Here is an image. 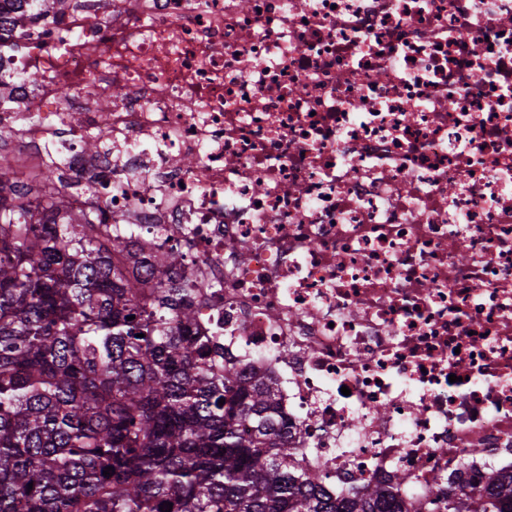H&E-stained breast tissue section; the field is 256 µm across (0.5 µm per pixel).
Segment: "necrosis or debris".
<instances>
[{
	"label": "necrosis or debris",
	"mask_w": 512,
	"mask_h": 512,
	"mask_svg": "<svg viewBox=\"0 0 512 512\" xmlns=\"http://www.w3.org/2000/svg\"><path fill=\"white\" fill-rule=\"evenodd\" d=\"M0 139L205 281L304 467L512 474V0H29ZM102 56L87 53L89 44ZM112 96L60 100L75 79ZM97 132L99 153L83 143Z\"/></svg>",
	"instance_id": "necrosis-or-debris-1"
}]
</instances>
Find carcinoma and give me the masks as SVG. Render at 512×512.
Masks as SVG:
<instances>
[{
    "label": "carcinoma",
    "instance_id": "obj_1",
    "mask_svg": "<svg viewBox=\"0 0 512 512\" xmlns=\"http://www.w3.org/2000/svg\"><path fill=\"white\" fill-rule=\"evenodd\" d=\"M24 2L0 0V44ZM23 168L0 170V512H404L370 482L331 497L274 378L185 334L199 288L179 254L128 244L54 188L33 203ZM443 509L512 512V475Z\"/></svg>",
    "mask_w": 512,
    "mask_h": 512
}]
</instances>
